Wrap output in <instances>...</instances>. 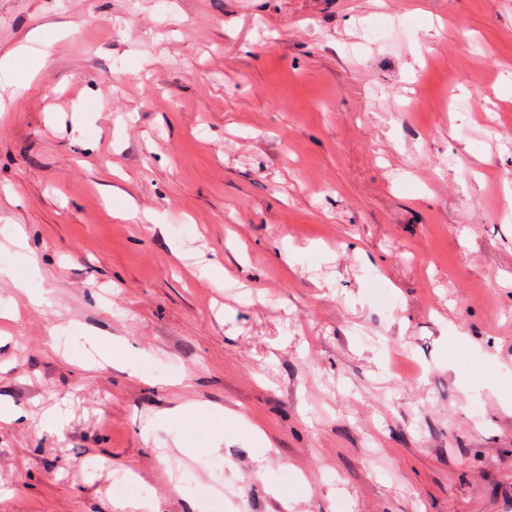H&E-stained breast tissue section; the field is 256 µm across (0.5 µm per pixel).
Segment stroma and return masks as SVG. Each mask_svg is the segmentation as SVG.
Here are the masks:
<instances>
[{
  "instance_id": "35a3bbf8",
  "label": "stroma",
  "mask_w": 512,
  "mask_h": 512,
  "mask_svg": "<svg viewBox=\"0 0 512 512\" xmlns=\"http://www.w3.org/2000/svg\"><path fill=\"white\" fill-rule=\"evenodd\" d=\"M0 59V512H512V0H0Z\"/></svg>"
}]
</instances>
